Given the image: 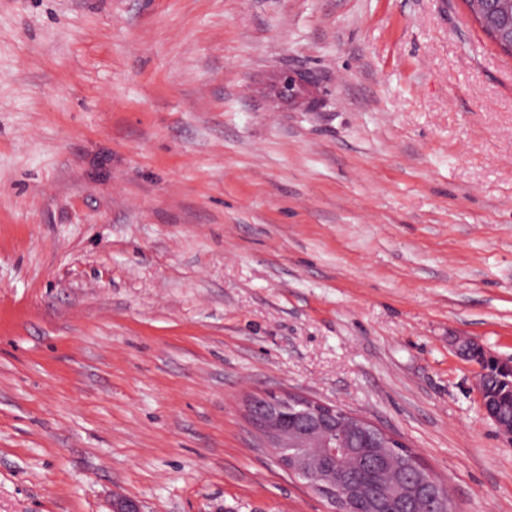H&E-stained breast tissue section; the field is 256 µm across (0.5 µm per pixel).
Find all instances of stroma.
Here are the masks:
<instances>
[{"instance_id": "obj_1", "label": "stroma", "mask_w": 512, "mask_h": 512, "mask_svg": "<svg viewBox=\"0 0 512 512\" xmlns=\"http://www.w3.org/2000/svg\"><path fill=\"white\" fill-rule=\"evenodd\" d=\"M458 338L512 360V57L464 0H0V512H328L269 391L512 512Z\"/></svg>"}]
</instances>
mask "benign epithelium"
Wrapping results in <instances>:
<instances>
[{
	"label": "benign epithelium",
	"instance_id": "1",
	"mask_svg": "<svg viewBox=\"0 0 512 512\" xmlns=\"http://www.w3.org/2000/svg\"><path fill=\"white\" fill-rule=\"evenodd\" d=\"M480 21L494 27L496 17L512 13V0H477ZM461 355L477 368L480 408L499 431L512 442V420L499 416L485 398V366L497 363L512 371V363L499 360L485 347L463 341ZM250 420L272 438L269 445L280 467L298 477L328 500L334 512H421L425 503L439 505L448 498L447 482L424 464L410 473L397 472L385 483L372 484L347 474L346 466L360 453L359 445L371 449L376 462L393 452L408 454L410 449L394 434L373 422L342 414L337 408L296 393L268 392L248 402Z\"/></svg>",
	"mask_w": 512,
	"mask_h": 512
}]
</instances>
